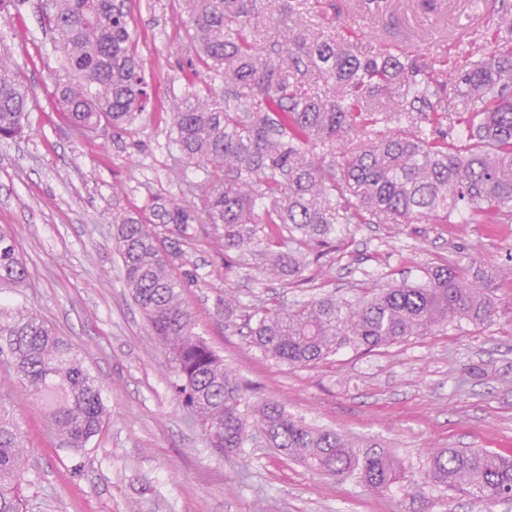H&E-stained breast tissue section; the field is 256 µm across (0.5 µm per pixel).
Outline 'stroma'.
<instances>
[{
  "label": "stroma",
  "instance_id": "stroma-1",
  "mask_svg": "<svg viewBox=\"0 0 512 512\" xmlns=\"http://www.w3.org/2000/svg\"><path fill=\"white\" fill-rule=\"evenodd\" d=\"M512 0H301L304 21L351 34L355 50L419 56L429 66L486 59L512 41L497 6ZM181 0H129L137 49L164 105L189 90L224 87L202 68L179 21ZM39 0L0 16V51L29 90V123L0 140V231L26 263L27 287L0 286V313H41L72 344L101 387L107 419L79 451L60 447L0 355V394L23 421L31 457L24 487L29 512H512L411 483L376 494L354 478L317 473L258 444L245 454L211 448L174 395L168 351L151 334L126 288L113 241L112 214L153 196L192 202L166 117L145 113L135 130L82 134L55 104L60 64L38 22ZM182 248L197 277L185 298L198 331L254 400L274 398L316 428L401 460L420 474L437 448L512 451V288L496 289L484 324L449 325L373 351L345 349L293 367L265 359L243 329L256 299L294 305L327 292L353 298L394 281L421 282L448 260L512 262V224H364L336 229V248L315 264L309 283L258 280L250 256L223 257L195 226ZM237 309L225 317L224 300Z\"/></svg>",
  "mask_w": 512,
  "mask_h": 512
}]
</instances>
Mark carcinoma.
Returning <instances> with one entry per match:
<instances>
[{
  "mask_svg": "<svg viewBox=\"0 0 512 512\" xmlns=\"http://www.w3.org/2000/svg\"><path fill=\"white\" fill-rule=\"evenodd\" d=\"M182 2L197 60L224 70V90L190 91L170 113L179 159L205 175L188 184L199 203L154 196L148 211L112 218L126 288L168 348L174 394L213 447L239 453L260 438L317 472L383 493L407 480L398 460L361 455L277 400L251 401L250 388L196 332L183 294L197 275L183 269L179 242L161 231L182 236L205 224L211 243L249 254L262 277L298 285L311 260L331 251L338 224H446L468 215L511 223L512 45L449 72L405 52L357 54L341 33L303 23L297 0H282L262 42L251 25L253 0ZM43 13L61 61L55 95L65 122L83 134L129 131L156 108L125 0H44ZM308 72L323 82L315 95L299 80ZM393 93L400 101L391 108L382 99ZM27 104L1 54V140L23 132ZM357 132L366 139L354 140ZM28 280L15 239L0 232V283L24 288ZM506 281L512 285V271L498 263H444L420 283H395L369 298L326 293L292 307L267 299L253 307L247 336L263 357L307 366L345 347L371 351L454 321L483 324ZM0 354L62 446L77 451L98 434L106 417L100 387L41 314L0 320ZM28 473L18 418L0 396V512H24ZM419 487L509 500L512 455L438 450Z\"/></svg>",
  "mask_w": 512,
  "mask_h": 512,
  "instance_id": "1",
  "label": "carcinoma"
}]
</instances>
